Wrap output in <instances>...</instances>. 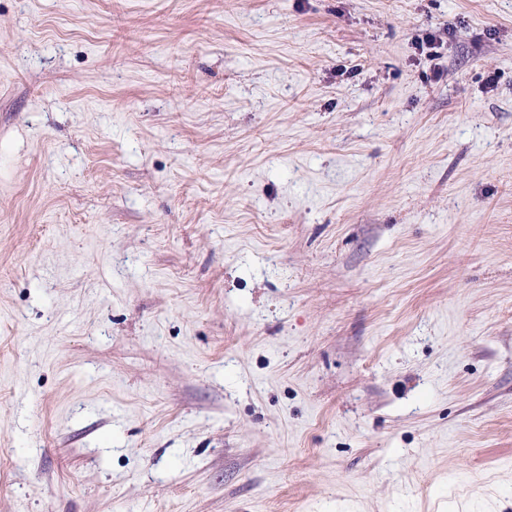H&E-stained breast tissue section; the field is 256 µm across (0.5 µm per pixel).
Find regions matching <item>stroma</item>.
Instances as JSON below:
<instances>
[{
	"label": "stroma",
	"mask_w": 512,
	"mask_h": 512,
	"mask_svg": "<svg viewBox=\"0 0 512 512\" xmlns=\"http://www.w3.org/2000/svg\"><path fill=\"white\" fill-rule=\"evenodd\" d=\"M0 512H512V0H0Z\"/></svg>",
	"instance_id": "35a3bbf8"
}]
</instances>
